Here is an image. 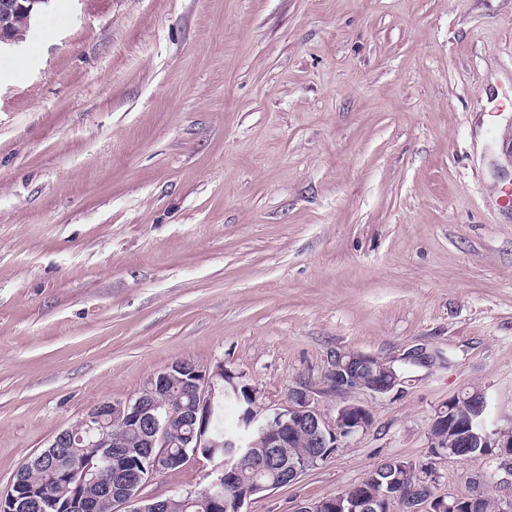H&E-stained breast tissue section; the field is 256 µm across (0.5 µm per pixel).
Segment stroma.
<instances>
[{
	"label": "stroma",
	"instance_id": "obj_1",
	"mask_svg": "<svg viewBox=\"0 0 512 512\" xmlns=\"http://www.w3.org/2000/svg\"><path fill=\"white\" fill-rule=\"evenodd\" d=\"M512 0H49L0 52V495L172 362L371 426L246 512L430 455L479 388L512 428ZM434 366L328 391L336 352ZM203 457L145 497L209 487ZM435 492L493 473L440 459ZM392 361H399L402 366L408 367H429L435 359V354L425 346H415Z\"/></svg>",
	"mask_w": 512,
	"mask_h": 512
}]
</instances>
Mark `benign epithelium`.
Masks as SVG:
<instances>
[{
  "label": "benign epithelium",
  "instance_id": "benign-epithelium-1",
  "mask_svg": "<svg viewBox=\"0 0 512 512\" xmlns=\"http://www.w3.org/2000/svg\"><path fill=\"white\" fill-rule=\"evenodd\" d=\"M48 0H0V16H10L15 12L27 15L39 11L41 4ZM370 356L354 352H338L331 359L325 376L326 386L332 392H346L353 389L368 390L378 395L401 390L407 379L399 378L391 369L388 381H376L380 372H372L367 379L359 380L352 370L358 362L367 365ZM435 354L425 346H415L396 357L403 366L429 367ZM224 367L218 366L209 371L190 360L176 361L155 372L147 381L152 395L148 398L139 395L128 401H103L92 407L78 424L61 429L49 446L37 457V461L47 464L48 472L60 474L72 484V493L64 503L58 502L50 494L31 491L24 483L15 481L11 491L0 498V512H85L82 487L86 478L104 463L114 467L116 476L124 486V491L116 496L107 493L112 512H167L163 506L170 499L157 501L140 496L146 475L168 471L182 462L171 455L168 448L167 431L176 415L188 422L198 423L191 431L187 447L194 449L193 455H204L210 460H219L216 477L202 494L227 512H242L244 504L251 497L281 487L279 483H258L246 493L224 500V488L237 482L239 462L252 448H288L296 436L304 431L310 434L316 448H337L341 440L347 439L371 425L370 412L363 406L348 404L339 407L336 415L328 417L315 406L314 391L306 384L292 388L286 403L279 406H265L258 403L255 388H249L251 401L243 418L246 420L247 437L224 436L218 441L208 434L207 425L210 407L214 397V380L226 378ZM176 384L189 387L196 398L192 410H182L176 414L164 408L162 397ZM450 401L458 405H468L481 412L486 407L485 394L475 391L468 397L456 395ZM117 419L126 420L141 431V448L133 465L124 464L128 457L126 443L118 440L107 431ZM476 442L484 448H497V453H486L484 457L496 463V471L502 473L497 483L507 487L499 496V512H512V429H488L482 425L475 434ZM86 443L88 448L98 452L91 456L73 457L70 449ZM215 448L224 449L221 457H216ZM487 477L471 474L465 478L464 489L448 495L450 512H471L472 507L482 499ZM439 499L434 491L401 504L405 512H435L433 504ZM382 501H393L392 494L378 495L362 493L351 499L347 512H377L375 506Z\"/></svg>",
  "mask_w": 512,
  "mask_h": 512
}]
</instances>
